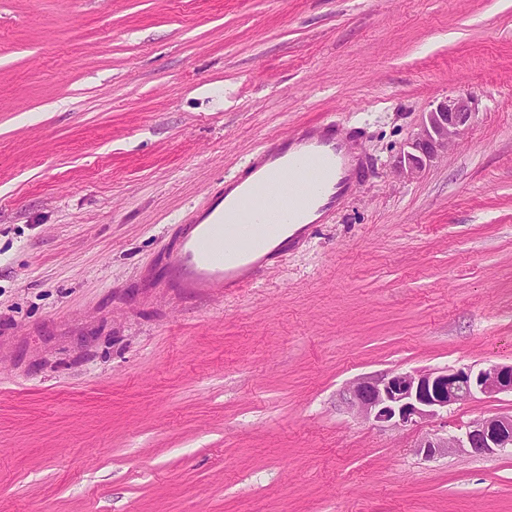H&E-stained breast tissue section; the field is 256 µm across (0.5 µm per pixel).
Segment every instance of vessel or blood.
<instances>
[{"label":"vessel or blood","instance_id":"1","mask_svg":"<svg viewBox=\"0 0 512 512\" xmlns=\"http://www.w3.org/2000/svg\"><path fill=\"white\" fill-rule=\"evenodd\" d=\"M364 169L363 155L334 122L273 139L252 157L247 178L225 180L182 226L145 287L201 303L218 291H242L328 223Z\"/></svg>","mask_w":512,"mask_h":512}]
</instances>
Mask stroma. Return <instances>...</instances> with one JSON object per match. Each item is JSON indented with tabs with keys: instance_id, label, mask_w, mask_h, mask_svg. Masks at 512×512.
Listing matches in <instances>:
<instances>
[{
	"instance_id": "1",
	"label": "stroma",
	"mask_w": 512,
	"mask_h": 512,
	"mask_svg": "<svg viewBox=\"0 0 512 512\" xmlns=\"http://www.w3.org/2000/svg\"><path fill=\"white\" fill-rule=\"evenodd\" d=\"M476 116L417 178L424 112ZM355 133L368 174L252 287L146 292L271 139ZM512 362V0H0V512H512V448L382 427L363 375Z\"/></svg>"
}]
</instances>
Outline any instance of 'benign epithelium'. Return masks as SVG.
Returning a JSON list of instances; mask_svg holds the SVG:
<instances>
[{"instance_id":"obj_1","label":"benign epithelium","mask_w":512,"mask_h":512,"mask_svg":"<svg viewBox=\"0 0 512 512\" xmlns=\"http://www.w3.org/2000/svg\"><path fill=\"white\" fill-rule=\"evenodd\" d=\"M475 116L473 98L460 93L444 99L425 113L417 132L403 145L395 172L408 180L417 177L448 146L459 143ZM512 393V363L492 364L478 372L470 368L418 370L353 380L345 403L356 415L391 426L416 425L437 417L450 405L481 393ZM512 447V414L474 420L459 436L434 433L419 450L427 456L467 452L490 454Z\"/></svg>"}]
</instances>
